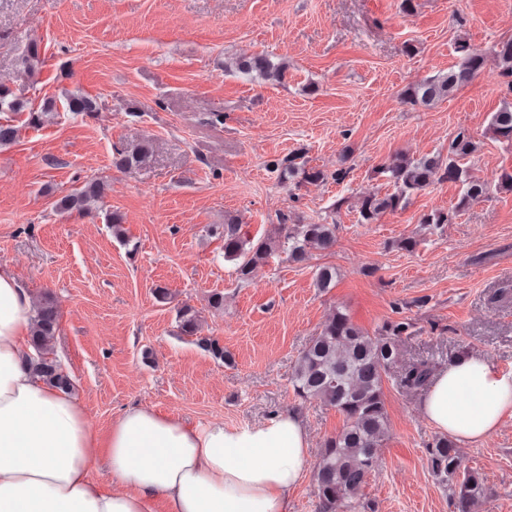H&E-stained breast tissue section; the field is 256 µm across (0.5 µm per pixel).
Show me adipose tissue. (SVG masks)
<instances>
[{"instance_id":"obj_1","label":"adipose tissue","mask_w":512,"mask_h":512,"mask_svg":"<svg viewBox=\"0 0 512 512\" xmlns=\"http://www.w3.org/2000/svg\"><path fill=\"white\" fill-rule=\"evenodd\" d=\"M32 316L28 289L0 272V512H150L158 496L169 512H291L309 457L296 412L232 429L134 407L100 435L70 394L28 369ZM420 408L438 431L482 441L512 417V372L456 357ZM100 459L115 490L90 477Z\"/></svg>"}]
</instances>
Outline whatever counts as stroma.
<instances>
[{
	"label": "stroma",
	"mask_w": 512,
	"mask_h": 512,
	"mask_svg": "<svg viewBox=\"0 0 512 512\" xmlns=\"http://www.w3.org/2000/svg\"><path fill=\"white\" fill-rule=\"evenodd\" d=\"M0 0V78H15L28 40L44 62L14 89L30 107L56 105L39 127L0 147V269L60 308L53 347L91 427L107 433L144 407L192 424L229 428L299 412L310 454L293 512H320L315 475L323 444L344 425L336 409L301 401L290 379L301 352L336 310L368 332L394 306L419 331L405 337L383 380L387 434L361 499L375 512H455L425 448L436 430L401 389L407 364L447 366L468 351L512 371V192L487 198L435 229L424 214L453 208L459 184L434 180L403 210L358 223L355 204L387 192L379 167L399 153H447L469 132L473 176L512 172V144L489 121L512 88L487 58L478 75L429 107L403 91L458 64L457 41L488 49L512 38V0ZM285 61V83L225 71L230 59ZM95 99L94 116L66 112L64 95ZM145 143L147 160L117 169L113 149ZM352 171L343 183L294 185L273 161ZM91 177L104 180L88 215L59 200ZM336 243L303 263H273L238 283L212 225L239 216L249 235L279 213L320 222L332 204ZM122 217L115 236L106 214ZM412 237L415 250L398 248ZM335 267V288L315 285ZM170 298L160 301L158 289ZM224 295L222 310L209 305ZM192 306L202 333L231 352L225 364L179 335L176 309ZM490 494L471 512H512V417L487 439L461 445Z\"/></svg>",
	"instance_id": "35a3bbf8"
}]
</instances>
